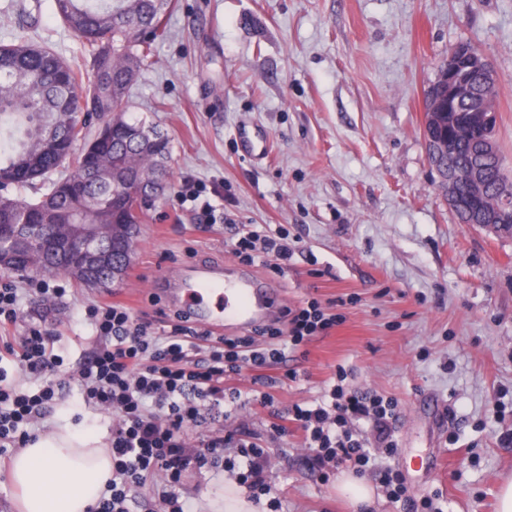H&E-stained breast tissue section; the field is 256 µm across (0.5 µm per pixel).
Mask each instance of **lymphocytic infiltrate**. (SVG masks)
Returning <instances> with one entry per match:
<instances>
[{
  "label": "lymphocytic infiltrate",
  "mask_w": 512,
  "mask_h": 512,
  "mask_svg": "<svg viewBox=\"0 0 512 512\" xmlns=\"http://www.w3.org/2000/svg\"><path fill=\"white\" fill-rule=\"evenodd\" d=\"M234 254L247 264L272 263L283 271L295 253L287 231L276 228L262 234L241 225ZM26 293L0 288V353L8 366L0 365V472H6L18 449L36 441L37 425L51 412L68 387L69 370L52 336L39 326H28L25 335L7 336L3 330L21 317L23 295L40 301L66 295L62 286L41 279L28 282ZM96 347L79 369L81 401L86 406L116 412L110 452L112 477L93 512H135L139 491L163 480L158 493L162 512H194L183 491V478L192 468L228 474L246 498L265 503L267 512H280L278 490L268 480L263 446L249 438L232 436L209 440L203 447L186 448V429L209 421L229 420L251 404L272 406L270 394L251 397L227 387L226 377L249 371L255 374L283 362L289 351L326 335L341 317L326 312L318 300L292 312L287 330L263 327L257 336H238L210 341L207 333L177 324L171 329H151L138 323L120 304L85 308ZM264 344H256V337ZM40 377L39 387H18L13 372ZM348 373L337 369L322 402L295 406L290 418L298 422L303 441L318 466H345L364 473L372 449L393 453L397 441L393 423L396 400L346 386ZM371 427L370 436L359 432Z\"/></svg>",
  "instance_id": "1"
}]
</instances>
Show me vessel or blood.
Segmentation results:
<instances>
[{
  "label": "vessel or blood",
  "mask_w": 512,
  "mask_h": 512,
  "mask_svg": "<svg viewBox=\"0 0 512 512\" xmlns=\"http://www.w3.org/2000/svg\"><path fill=\"white\" fill-rule=\"evenodd\" d=\"M165 300L194 321L221 319L225 329L249 331L279 313L278 289L254 275L223 263L186 266L163 290Z\"/></svg>",
  "instance_id": "b4317fda"
}]
</instances>
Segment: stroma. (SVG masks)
Returning a JSON list of instances; mask_svg holds the SVG:
<instances>
[{"mask_svg":"<svg viewBox=\"0 0 512 512\" xmlns=\"http://www.w3.org/2000/svg\"><path fill=\"white\" fill-rule=\"evenodd\" d=\"M24 2L0 39L37 38L84 69L54 0ZM168 30L128 116L168 136L170 191L141 224L122 280L70 286L50 310L25 301L15 335L41 323L78 369L94 349L87 305L117 302L151 327L173 324V307L150 292L178 264L234 261L235 225H283L298 240L287 269L254 274L280 290L283 308L315 297L344 320L267 369L263 384L247 372L232 381L274 398L273 408L241 409L235 426L266 448L282 512H360L337 491L342 470L321 481L297 423L282 436L269 430L272 412L321 399L340 366L351 390L399 403L398 447L374 451L364 474L371 512H415L389 501L384 469L443 512H498L512 476V237L458 221L428 162L423 100L457 43L493 60L499 146L512 167V0H177ZM244 119L266 132V158L243 157ZM188 182L223 221L178 207ZM115 420L79 404L73 383L39 427L69 421L108 436ZM415 453L438 456L437 474L405 471Z\"/></svg>","mask_w":512,"mask_h":512,"instance_id":"35a3bbf8","label":"stroma"}]
</instances>
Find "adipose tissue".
<instances>
[{
  "label": "adipose tissue",
  "instance_id": "obj_1",
  "mask_svg": "<svg viewBox=\"0 0 512 512\" xmlns=\"http://www.w3.org/2000/svg\"><path fill=\"white\" fill-rule=\"evenodd\" d=\"M9 476L19 512H90L112 476V457L100 435L65 422L20 449Z\"/></svg>",
  "mask_w": 512,
  "mask_h": 512
}]
</instances>
